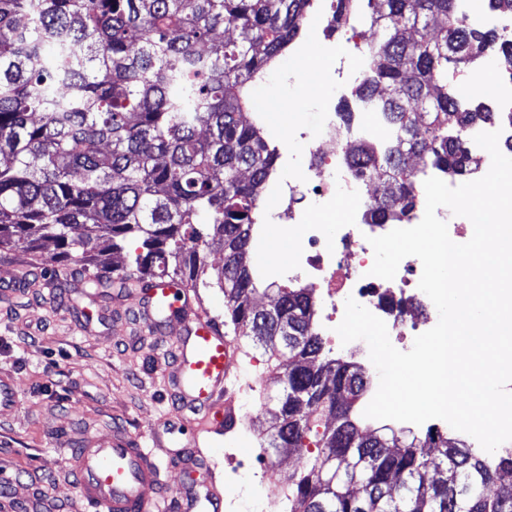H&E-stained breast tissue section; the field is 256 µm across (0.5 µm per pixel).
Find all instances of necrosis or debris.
I'll use <instances>...</instances> for the list:
<instances>
[{
    "label": "necrosis or debris",
    "instance_id": "1",
    "mask_svg": "<svg viewBox=\"0 0 512 512\" xmlns=\"http://www.w3.org/2000/svg\"><path fill=\"white\" fill-rule=\"evenodd\" d=\"M342 140L364 142L379 149L385 146L381 123L374 113L356 112L347 121L336 109H329L322 133L306 138L301 159L304 179H285L281 202L269 216H256L255 222L260 225L268 219L294 226L300 222L303 212L292 206V199L301 198L309 205L321 204L329 201L337 188L358 191L360 205L355 224L340 229L331 241L320 231L306 232L302 238L299 268L280 275L279 280L311 289L316 301L314 325L329 345L341 344L335 336V328L343 320L345 302L351 297L381 318L389 335L395 336L400 350L406 352L412 348L416 336L433 328L438 321L435 305L419 288L422 263L417 257L409 256L401 261L394 279L373 276L370 270L374 252L369 240L399 227L417 225L425 212L426 197L418 195L414 208L403 219L367 223L369 184L356 176L345 151L338 149L337 144ZM411 304L424 309V317L406 319L402 309Z\"/></svg>",
    "mask_w": 512,
    "mask_h": 512
}]
</instances>
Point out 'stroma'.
Returning a JSON list of instances; mask_svg holds the SVG:
<instances>
[{
	"label": "stroma",
	"instance_id": "1",
	"mask_svg": "<svg viewBox=\"0 0 512 512\" xmlns=\"http://www.w3.org/2000/svg\"><path fill=\"white\" fill-rule=\"evenodd\" d=\"M46 254L24 247L0 253V377L11 378L21 404L0 417V494L26 512H84L64 448L83 438L122 433L157 452L196 449L207 455L224 512H288L287 475L297 458L270 463L269 424H241L232 435L196 434L194 416L171 414L169 363L183 335L179 324L157 334L130 302L93 293L91 272L43 275ZM245 402L260 408L276 395L283 372L275 358L244 337Z\"/></svg>",
	"mask_w": 512,
	"mask_h": 512
}]
</instances>
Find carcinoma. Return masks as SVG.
Listing matches in <instances>:
<instances>
[{"mask_svg":"<svg viewBox=\"0 0 512 512\" xmlns=\"http://www.w3.org/2000/svg\"><path fill=\"white\" fill-rule=\"evenodd\" d=\"M311 2L0 0V250L50 242L53 262L89 266L128 244L131 263L92 284L149 274L221 289L244 335L291 358L288 386L267 408L277 421L269 456L306 454L288 477L289 512H512V456L488 459L442 436L386 447L357 412L363 369L325 350L310 295L259 287L247 262L276 153L245 86L300 36ZM462 7L336 0V27L363 26L354 96L380 113L390 142L348 154L358 176H389L371 224L413 208L410 158L464 177L477 164L467 131L495 117L512 126V112L467 104L461 74L494 52L512 69V42L466 28ZM226 24L228 40L216 36ZM216 241L220 266L207 261ZM261 293L276 296L266 312L255 308ZM492 484L511 491L491 496Z\"/></svg>","mask_w":512,"mask_h":512,"instance_id":"cac0c4a2","label":"carcinoma"}]
</instances>
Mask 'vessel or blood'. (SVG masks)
Wrapping results in <instances>:
<instances>
[{
  "instance_id": "vessel-or-blood-1",
  "label": "vessel or blood",
  "mask_w": 512,
  "mask_h": 512,
  "mask_svg": "<svg viewBox=\"0 0 512 512\" xmlns=\"http://www.w3.org/2000/svg\"><path fill=\"white\" fill-rule=\"evenodd\" d=\"M147 314L154 329L179 323L184 338L172 366L176 404L200 413L204 421L220 417L225 432L239 420L242 392L237 339L221 332L202 311L196 310L184 288L163 280L145 291ZM67 460L87 512H223L224 498L211 485L187 484L169 497L166 466L208 470L207 461L185 451L160 457L139 442L113 436L111 443L85 442L70 449Z\"/></svg>"
}]
</instances>
